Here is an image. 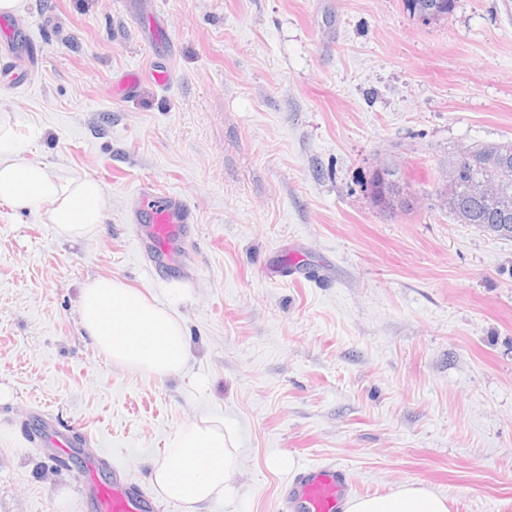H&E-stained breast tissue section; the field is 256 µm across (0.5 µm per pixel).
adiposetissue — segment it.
<instances>
[{"mask_svg": "<svg viewBox=\"0 0 512 512\" xmlns=\"http://www.w3.org/2000/svg\"><path fill=\"white\" fill-rule=\"evenodd\" d=\"M17 135L0 123V202L18 211L46 215L61 237L76 240L103 224L109 199L89 177L63 180L37 161L15 158ZM82 329L114 365L167 379L183 367L189 345L181 321L169 309L112 277L87 282L78 305ZM239 450L220 423L181 426L152 468L164 499L185 512H202L215 499L233 495ZM345 512H449L447 499L427 489L405 488L387 496L357 497Z\"/></svg>", "mask_w": 512, "mask_h": 512, "instance_id": "adipose-tissue-1", "label": "adipose tissue"}]
</instances>
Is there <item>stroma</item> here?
Returning <instances> with one entry per match:
<instances>
[{
  "instance_id": "obj_1",
  "label": "stroma",
  "mask_w": 512,
  "mask_h": 512,
  "mask_svg": "<svg viewBox=\"0 0 512 512\" xmlns=\"http://www.w3.org/2000/svg\"><path fill=\"white\" fill-rule=\"evenodd\" d=\"M156 66L166 85L113 96ZM16 67L0 116L19 159L97 180L110 207L71 241L0 202V512H87L80 462L57 467L31 435L43 410L146 484L177 427L223 421L237 492L206 512H280L316 463L357 497L415 486L450 512H512V240L435 204L449 153L512 141L503 0L431 24L403 0H22L0 15V82ZM384 160L413 211L372 203ZM143 182L188 205L186 261L154 264ZM97 276L178 313L176 377L83 337Z\"/></svg>"
}]
</instances>
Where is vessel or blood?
<instances>
[{
  "mask_svg": "<svg viewBox=\"0 0 512 512\" xmlns=\"http://www.w3.org/2000/svg\"><path fill=\"white\" fill-rule=\"evenodd\" d=\"M141 206L150 223L148 230L162 256L171 255L175 245L192 220L191 211L176 196L151 187L140 195ZM47 447L62 454H78L74 437L51 429H40ZM99 458H89L80 476L86 498L94 512H163L160 502L137 482L131 481L121 470H113L112 480L99 482ZM352 492L343 468L333 464H315L299 468L281 490L282 512H343Z\"/></svg>",
  "mask_w": 512,
  "mask_h": 512,
  "instance_id": "1",
  "label": "vessel or blood"
}]
</instances>
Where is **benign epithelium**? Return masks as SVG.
I'll use <instances>...</instances> for the list:
<instances>
[{
	"instance_id": "benign-epithelium-1",
	"label": "benign epithelium",
	"mask_w": 512,
	"mask_h": 512,
	"mask_svg": "<svg viewBox=\"0 0 512 512\" xmlns=\"http://www.w3.org/2000/svg\"><path fill=\"white\" fill-rule=\"evenodd\" d=\"M490 163L496 167L497 178L477 180L470 186L473 196L486 202L500 218L498 232L504 233L512 226L508 224L512 217V192L505 187L504 179L512 173V147L491 143L483 149L463 147L448 156L445 170V184L448 191L439 197V206L456 208V187L460 176L474 165Z\"/></svg>"
}]
</instances>
